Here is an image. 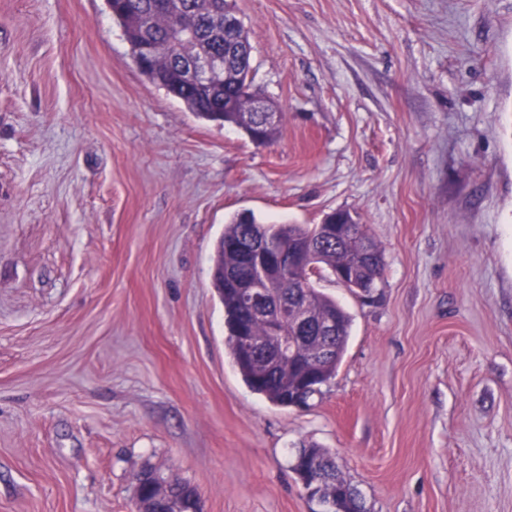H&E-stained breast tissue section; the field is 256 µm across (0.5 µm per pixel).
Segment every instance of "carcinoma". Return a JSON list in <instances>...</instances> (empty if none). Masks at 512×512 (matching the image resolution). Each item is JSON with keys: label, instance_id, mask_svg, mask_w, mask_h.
<instances>
[{"label": "carcinoma", "instance_id": "obj_1", "mask_svg": "<svg viewBox=\"0 0 512 512\" xmlns=\"http://www.w3.org/2000/svg\"><path fill=\"white\" fill-rule=\"evenodd\" d=\"M107 4L124 30L134 61H139L141 45L147 40L159 49L156 63L140 67L150 82L181 100L189 111L202 119L235 125L242 130L248 128L245 113L250 111V101L243 88L247 83H254L248 58L239 61V78L228 79L219 85H189L180 78L181 67L187 57L195 53L224 58V36L216 19L223 16L224 10L233 8L232 3L228 0H181L184 11L156 13L152 26L145 33L137 27L134 15L150 9L153 0H107ZM333 229V224H262L253 215L250 223L245 224L237 214L224 225L215 248L213 285L224 304L228 329L226 344L230 355L251 390L278 406L288 407L295 398L307 399L314 394L311 389L294 386L296 378L305 371L319 384L329 382L342 362L350 336L349 314L334 299L313 286L312 275L323 271L334 276L336 271L358 261L360 272L356 286L364 287L382 279L383 255L374 238L366 232L362 237L343 239L331 234ZM250 236L270 237L283 244H311L315 248L314 267L304 281L310 299L309 312L316 325L327 319L333 320L336 333L328 339L315 333L301 338V347L308 354L317 353L326 346L330 348L322 360L308 369L286 360L272 363L248 354L236 340L239 328L244 326L256 340L265 344L270 356H275L278 351L277 341L268 334L265 314L246 310L237 291L246 276V266L233 245ZM304 458L317 462L319 471L331 481L349 483L344 473L336 468L335 458L326 450L304 447L299 450L297 459Z\"/></svg>", "mask_w": 512, "mask_h": 512}]
</instances>
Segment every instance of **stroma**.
Returning a JSON list of instances; mask_svg holds the SVG:
<instances>
[{"instance_id":"35a3bbf8","label":"stroma","mask_w":512,"mask_h":512,"mask_svg":"<svg viewBox=\"0 0 512 512\" xmlns=\"http://www.w3.org/2000/svg\"><path fill=\"white\" fill-rule=\"evenodd\" d=\"M275 143L197 118L106 0H0V512H512V0H234ZM349 211L383 250L307 407L252 391L212 286L229 219ZM304 458L317 461L319 471L323 472L324 476L332 482H336L337 479L340 484H351L340 468L336 470L335 458L323 448H317L315 446L301 448L296 457V462ZM148 477L140 474L136 481V496H135V512H201L198 506V497L194 496L187 501L174 502L172 499L166 500L167 510L166 511H151L145 510L142 507L140 499L143 497L141 494V488L147 485Z\"/></svg>"}]
</instances>
